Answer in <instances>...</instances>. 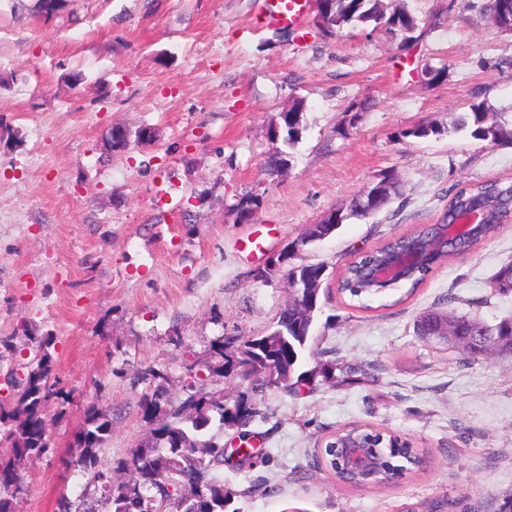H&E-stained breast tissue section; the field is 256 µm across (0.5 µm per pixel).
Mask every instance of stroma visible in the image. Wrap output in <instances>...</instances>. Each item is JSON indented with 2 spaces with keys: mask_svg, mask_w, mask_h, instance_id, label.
Listing matches in <instances>:
<instances>
[{
  "mask_svg": "<svg viewBox=\"0 0 512 512\" xmlns=\"http://www.w3.org/2000/svg\"><path fill=\"white\" fill-rule=\"evenodd\" d=\"M418 20L409 45L370 27L322 37L265 24L266 0H67L51 18L35 0H0V397L50 337L54 369L72 401L51 420L50 450L22 472L14 512H55L84 481L66 465L86 402L113 415L107 461L147 432L139 408L164 377L185 399L186 366L265 332L288 302L284 278L254 280L240 241L275 228L276 254L327 211L347 206L376 174L397 170L406 203L393 217L345 221L304 246L325 263L312 354L327 367L313 389L266 392L246 434L224 428L227 451L252 457L218 476L240 512H503L512 499V356L471 360L416 323L456 308L487 322L512 315V294L487 281L512 258V223L437 268L392 307L348 306L334 278L359 253L436 222L448 190L512 178V148L466 133L415 139L487 102L512 121V34L482 19L484 0H386ZM444 71L429 83L425 68ZM301 103L293 146L272 135ZM360 110L358 123L350 113ZM121 127L130 146L109 151ZM288 164L267 175L276 150ZM369 423L412 438L426 470L398 485L337 481L323 450L337 429Z\"/></svg>",
  "mask_w": 512,
  "mask_h": 512,
  "instance_id": "obj_1",
  "label": "stroma"
}]
</instances>
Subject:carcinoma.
Masks as SVG:
<instances>
[{"label":"carcinoma","mask_w":512,"mask_h":512,"mask_svg":"<svg viewBox=\"0 0 512 512\" xmlns=\"http://www.w3.org/2000/svg\"><path fill=\"white\" fill-rule=\"evenodd\" d=\"M484 19L499 30L503 23V0H486L481 7ZM314 26L323 34L333 35L345 28L359 26L384 27L392 32H402V44L413 40L416 29L415 18L406 10L386 13L383 0H324L319 13L314 15ZM301 106L293 105L280 113L287 129L285 142L292 146L298 139V117ZM469 129L472 139L491 147H512V122L502 121L488 111L484 103L471 104V112L465 120L454 121L448 127L419 124L402 133V137L426 138L430 135L452 136ZM403 196L401 179L390 182L381 194L368 198L355 195L344 208L343 218L333 221V216L320 218L308 226L306 236L310 240H321L333 234L343 222L350 218H361L364 207L374 214L390 209ZM512 208V181L493 180L471 183L452 191L443 215L448 222L460 220L473 210L481 211L483 223L479 225L473 240L489 241L506 223V215ZM431 233L428 228H418L391 238L350 262L338 277V290L358 307L369 308L368 302L381 301L392 291L408 287L412 293L437 266L466 252L470 242L432 252L425 267L404 272L401 280L387 286L377 287L365 280V269L370 264L383 260L389 253L403 249L419 236ZM284 274L288 284L296 286L298 308L278 313L273 330L259 336H251L238 347V360L254 366L258 377L248 382L253 395L252 410L246 417L232 416L224 405V396L208 389L203 381H191L188 394L194 397L193 404L174 405L166 387L160 383L152 393L144 394L139 407L142 418L151 428L139 440L125 458L112 464L101 459V450L112 437V415L90 402L84 409V418L74 433L71 447L73 454L69 465L85 479L81 503L66 496L57 500V512H224L231 498L224 494V482L216 472L224 465V445L209 435L213 423L219 427L242 428L260 416L258 398L272 389L282 388L298 392L311 383L316 375L311 371L295 374L309 351V340L314 312L317 309L319 292L309 287L314 282L325 280L326 265L323 263H288L287 269L273 271V275ZM491 292H512V260L503 262L488 281ZM458 327L465 335L490 336L503 343L512 344V316L495 324H488L475 316L461 313L453 308L436 310L424 314L417 323L419 333L427 336L433 325ZM50 337L32 342L34 355L25 364L22 376L11 375L8 383L13 389L12 397L0 401V423L9 422L12 429L6 438L15 459L30 462L45 455L49 450L47 439L48 420L46 408L55 403L65 408L70 403V392L60 386L53 369L49 352ZM274 361L277 375L266 379L264 364ZM405 457L416 459L414 471L426 468L427 455L405 439ZM21 475L16 464L0 467V512H13L12 501L20 490Z\"/></svg>","instance_id":"carcinoma-1"}]
</instances>
